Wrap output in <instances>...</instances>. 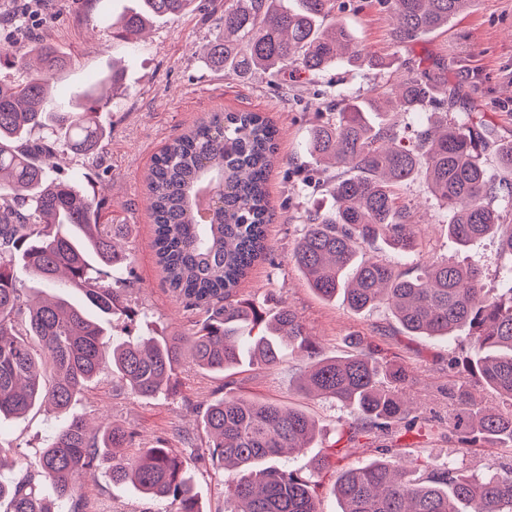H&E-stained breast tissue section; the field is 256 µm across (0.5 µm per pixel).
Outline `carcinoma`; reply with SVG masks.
<instances>
[{"label": "carcinoma", "mask_w": 512, "mask_h": 512, "mask_svg": "<svg viewBox=\"0 0 512 512\" xmlns=\"http://www.w3.org/2000/svg\"><path fill=\"white\" fill-rule=\"evenodd\" d=\"M391 14V41L400 48L421 34L448 26L471 0H375ZM197 0H136L130 10L98 24L133 44L154 20L191 9ZM340 0H224L222 33L203 55L224 75L249 81L258 73L283 81L312 77L328 67L382 69L383 59L355 39ZM39 68L18 83L0 79V416L44 405L56 424L46 436L37 468L0 478V501L9 512H80L75 490L83 472L104 467L112 485L128 483L153 501H173L177 512H203L185 461L169 448L117 454L131 435L113 427L92 431L75 413L86 385L108 369L142 398L171 390L190 345L193 364L225 373L243 360L275 366L285 347L310 357L298 388L349 409L339 440L375 442L403 423L418 425L403 394L409 383L400 364L381 363L370 345L334 358L315 354L302 319L287 306L237 297L258 260H271L266 225L272 219L267 182L278 161V131L261 112H217L173 138L146 178L157 263L166 283L191 313L205 318L191 336L135 341L106 340L108 323L122 299L126 256L119 250L127 225L100 222L99 203L76 179L49 174L45 158L54 146L90 153L107 136L99 112L105 87L124 68L112 70L57 99L53 75L66 60L35 39L0 52V68ZM458 98L448 67L423 62L384 78L362 95L337 94L324 119L308 134L312 160L308 183L327 187L336 205L308 209L291 260L325 299L340 295L361 311L387 307L411 336L450 338L468 329L473 355L462 368L496 393L501 408L477 402L466 387L448 395L461 409L453 430L471 448L512 442V143L497 148L490 173L484 156L495 143L478 112L466 123L450 118ZM439 119L410 128V113ZM39 129L47 143L34 146ZM423 176L429 193L451 217L448 237L461 247L487 236L498 239L503 286L490 294L477 263L430 258L408 268L385 259L361 260L365 246L383 242L398 251L426 252L419 219L405 189ZM39 281L45 296L29 300L17 267ZM77 293L75 303L70 294ZM53 368L42 375L30 339ZM211 459L224 469L232 512H318L309 479L281 464L307 447L315 422L303 410L276 402L225 395L202 417ZM349 452L331 448L312 460L310 474L333 468ZM360 468H338L332 486L340 512H512V466L490 478L464 475L447 465L426 481L413 478L399 448Z\"/></svg>", "instance_id": "cac0c4a2"}]
</instances>
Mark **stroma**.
Instances as JSON below:
<instances>
[{
    "label": "stroma",
    "instance_id": "stroma-1",
    "mask_svg": "<svg viewBox=\"0 0 512 512\" xmlns=\"http://www.w3.org/2000/svg\"><path fill=\"white\" fill-rule=\"evenodd\" d=\"M133 0H44L40 22L25 14V0H0V49L20 46L29 38L42 39L69 58L54 78L58 91L72 94L109 71L122 60L127 71L100 114L109 135L93 153L76 154L56 147L52 157L56 176L80 175L81 183L101 203V221L124 224L128 231L120 246L127 257L132 284L124 293L128 314L111 318L113 337L190 335L197 321L166 284L152 248V218L145 179L156 153L173 137L210 113L245 110L262 112L281 129V161L272 172L268 191L273 205L267 229L271 262H258L239 287V295L257 301L275 299L290 306L304 321L322 357L346 353L357 337L378 350L379 357L404 366L414 380L405 391L419 415L430 420L431 432L417 438L400 437L404 448L420 449L434 464H453L469 475L491 476L512 463V447L499 443L462 448L452 430L457 407L448 396L454 384H473L469 373L450 367V359L471 354L465 331L456 338L409 336L398 332L385 307L355 311L343 299L322 300L308 287L290 260L300 232V214L311 206L331 208L329 193L311 194L289 178L292 165L306 164L304 143L327 94L364 91L378 82L376 72L345 65L321 75L300 78L299 92L283 95L280 82L267 74L248 83L224 76L208 65L203 46L219 33V13L209 0L178 16L155 21L136 44L94 27L98 14L122 13ZM357 41L382 56L392 75L404 73L408 61H443L448 77L473 97L476 111L494 125L499 138L512 139V0H475L447 28L424 35L402 49L390 41L391 23L380 7L367 4L343 14ZM406 194L424 221L421 230L434 253L450 262H479L486 288L498 287L502 260L495 238H483L460 249L448 237V218L431 197L424 179H417ZM307 361L286 354L276 367L242 364L226 374L199 371L183 358L172 390L155 399L131 394L101 373L79 395L77 411L91 425H113L131 434L126 455L149 447L170 448L186 458L194 475L205 512H230L222 468L205 451L201 425L205 407L232 392L254 400L296 407L310 415L317 433L309 447L294 452L285 465L306 473L314 456L334 447L340 428L350 417L346 408L304 396L298 380ZM53 422L42 409L17 419L0 421V446L10 449L16 462L33 463ZM84 512H175L171 502L142 497L133 487L112 485L103 470L83 475L77 485Z\"/></svg>",
    "mask_w": 512,
    "mask_h": 512
}]
</instances>
